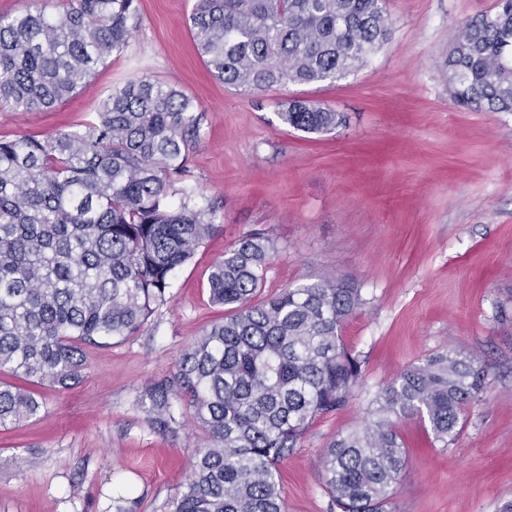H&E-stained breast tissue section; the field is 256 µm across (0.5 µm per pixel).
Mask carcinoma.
Listing matches in <instances>:
<instances>
[{
  "label": "carcinoma",
  "mask_w": 512,
  "mask_h": 512,
  "mask_svg": "<svg viewBox=\"0 0 512 512\" xmlns=\"http://www.w3.org/2000/svg\"><path fill=\"white\" fill-rule=\"evenodd\" d=\"M69 2L56 15L0 16L1 105L55 108L137 28L133 0ZM189 21L211 76L246 94L332 82L392 34L385 0H196ZM443 71L460 105L512 112V0L465 22ZM279 117L310 134L345 122L311 99ZM200 120L193 99L142 76L113 87L83 131L0 137V373L65 388L85 347L138 335L169 302L174 273L213 230L192 192L170 200ZM274 256L258 230L212 265L209 299L228 314L145 393L154 431H172L179 402L203 435L173 512H285L280 464L363 385L341 336L364 305L360 289L321 277L259 300ZM486 379L448 348L381 386L367 420L324 450L329 512H390L408 458L396 424L417 417L446 448ZM39 409L0 381V427Z\"/></svg>",
  "instance_id": "1"
}]
</instances>
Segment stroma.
<instances>
[{
	"instance_id": "1",
	"label": "stroma",
	"mask_w": 512,
	"mask_h": 512,
	"mask_svg": "<svg viewBox=\"0 0 512 512\" xmlns=\"http://www.w3.org/2000/svg\"><path fill=\"white\" fill-rule=\"evenodd\" d=\"M195 0H135L139 25L121 52L50 111L0 105V137L46 139L92 120L112 87L148 76L202 113L178 188L211 205L214 229L177 270L172 300L134 337L86 350L81 378L33 384L41 408L0 427V512H173L202 439L188 414L173 432L148 424L145 388L169 375L224 315L209 299L214 262L267 230L276 256L262 295L322 276L350 280L364 306L342 329L365 387L318 418L281 463L285 512H327L322 454L363 423L378 387L454 348L488 376L455 442L431 447L403 420L409 454L395 512H501L512 502V112L453 100L443 61L453 35L497 0H387L393 32L335 82L248 95L215 80L189 27ZM292 97L347 117L317 136L284 124Z\"/></svg>"
}]
</instances>
